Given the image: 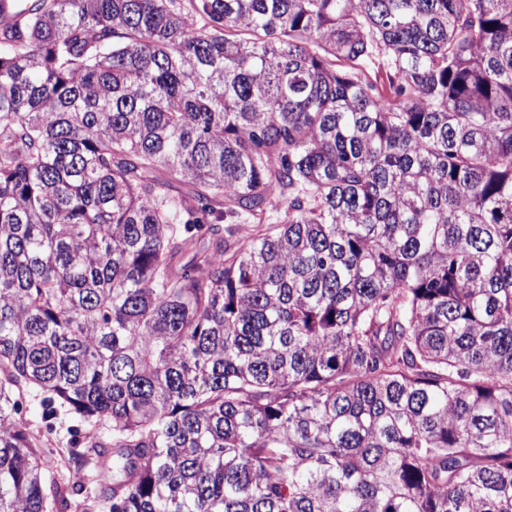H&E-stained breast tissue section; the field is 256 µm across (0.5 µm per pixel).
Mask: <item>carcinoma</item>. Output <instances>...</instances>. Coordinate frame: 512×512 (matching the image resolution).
<instances>
[{
  "label": "carcinoma",
  "mask_w": 512,
  "mask_h": 512,
  "mask_svg": "<svg viewBox=\"0 0 512 512\" xmlns=\"http://www.w3.org/2000/svg\"><path fill=\"white\" fill-rule=\"evenodd\" d=\"M28 396L103 512H512V0H0V512H68ZM49 425H51L49 448L52 450L45 459L46 476L55 481H63L68 477L69 471L77 467H83L87 471L92 469L93 463L89 460L82 462L71 456V450L75 448L73 443L82 439L81 427L61 412L49 422Z\"/></svg>",
  "instance_id": "cac0c4a2"
}]
</instances>
